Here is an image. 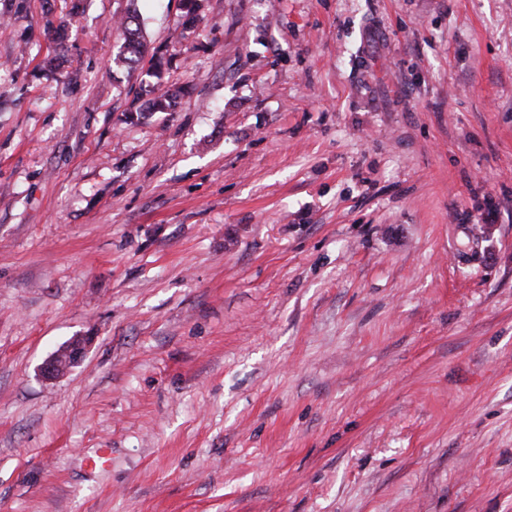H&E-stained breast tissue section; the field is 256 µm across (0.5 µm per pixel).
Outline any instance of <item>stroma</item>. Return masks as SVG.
I'll use <instances>...</instances> for the list:
<instances>
[{
	"mask_svg": "<svg viewBox=\"0 0 512 512\" xmlns=\"http://www.w3.org/2000/svg\"><path fill=\"white\" fill-rule=\"evenodd\" d=\"M71 4L0 0V512H512V0ZM123 44L115 63H119L129 72H135L144 61L146 44L139 23L137 10L129 11L120 23ZM184 94L185 87L179 86L174 90H167L160 95L154 96L141 104H139L140 99L137 98L132 102L134 110L130 109L128 112H130V115H133V112H168L176 107L178 100L182 98ZM86 341L76 339L53 353L41 366V374L47 380H56L68 374L83 358Z\"/></svg>",
	"mask_w": 512,
	"mask_h": 512,
	"instance_id": "35a3bbf8",
	"label": "stroma"
}]
</instances>
